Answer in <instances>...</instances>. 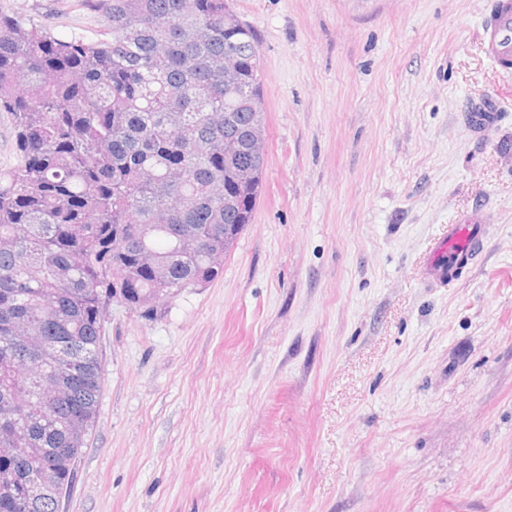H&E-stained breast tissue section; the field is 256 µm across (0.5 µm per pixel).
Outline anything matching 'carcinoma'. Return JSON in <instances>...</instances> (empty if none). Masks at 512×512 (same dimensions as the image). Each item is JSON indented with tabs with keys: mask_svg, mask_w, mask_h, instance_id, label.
<instances>
[{
	"mask_svg": "<svg viewBox=\"0 0 512 512\" xmlns=\"http://www.w3.org/2000/svg\"><path fill=\"white\" fill-rule=\"evenodd\" d=\"M104 29L57 35L0 12V110L19 163L0 170V470L18 486L0 512H55L86 446L102 390L108 302L153 317L161 300L216 279L252 222L265 157L261 59L226 0H101ZM245 83L224 88V51ZM228 139L237 155L212 154ZM251 171L239 179L240 167ZM151 250V270L137 267ZM39 326L57 355L59 395L37 404L40 359L7 343ZM33 455L8 454L16 428ZM60 467L43 498L25 487L41 458Z\"/></svg>",
	"mask_w": 512,
	"mask_h": 512,
	"instance_id": "1",
	"label": "carcinoma"
}]
</instances>
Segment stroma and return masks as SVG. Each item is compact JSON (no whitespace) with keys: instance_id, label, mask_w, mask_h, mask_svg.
I'll list each match as a JSON object with an SVG mask.
<instances>
[{"instance_id":"stroma-1","label":"stroma","mask_w":512,"mask_h":512,"mask_svg":"<svg viewBox=\"0 0 512 512\" xmlns=\"http://www.w3.org/2000/svg\"><path fill=\"white\" fill-rule=\"evenodd\" d=\"M491 0H229L262 63L266 168L215 280L109 303L60 512H512V73ZM54 33L100 0H0ZM486 99L501 116L475 132ZM483 253L426 280L446 225ZM482 21L486 54L501 70L512 71V2L493 0ZM510 64V65H509Z\"/></svg>"}]
</instances>
